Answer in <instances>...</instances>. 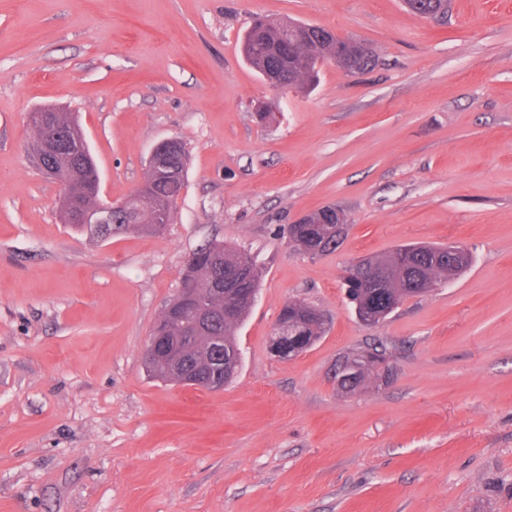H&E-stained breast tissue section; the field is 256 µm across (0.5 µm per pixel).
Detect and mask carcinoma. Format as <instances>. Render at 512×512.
I'll use <instances>...</instances> for the list:
<instances>
[{
  "mask_svg": "<svg viewBox=\"0 0 512 512\" xmlns=\"http://www.w3.org/2000/svg\"><path fill=\"white\" fill-rule=\"evenodd\" d=\"M408 8L424 17L441 21L448 16V0H406ZM300 22L273 23L257 17L242 41V52L247 62L260 74L279 66L288 71L291 87L312 84L318 76L319 64L333 58V48L351 47L350 39L332 31H321L295 45V64L275 54V46L285 39V31L297 29ZM52 124L70 137L69 149L57 158L65 168L69 204L80 211H93L98 205V192L93 171L88 164L90 151L85 149L81 130L68 112L50 113ZM171 175H161L148 169L142 189L126 205L112 212L109 224H74L80 233L107 240L135 231L146 235L159 234L172 219L173 210L184 187L187 162L170 160ZM294 247L318 248L320 253L333 252L336 242V217L319 209L312 223L299 224ZM367 270L359 284L353 304L373 315L387 317L407 297L420 294L419 283L435 288L451 277L462 274L468 264L455 266L448 262V246L403 245L385 256L366 258ZM244 273L248 287H259V270L255 258L245 249L209 242L192 252L186 262L178 295L164 308L153 330L155 336L177 337L186 340V367L199 373L205 380L229 383L241 365V352L236 332L251 305L224 295V273ZM210 298V309L205 320L192 321L194 294ZM236 303L233 318L224 317V306ZM312 307L300 300L286 302L278 321L298 326L304 335L288 337L283 347L286 353L313 346L324 333V324L309 321Z\"/></svg>",
  "mask_w": 512,
  "mask_h": 512,
  "instance_id": "1",
  "label": "carcinoma"
}]
</instances>
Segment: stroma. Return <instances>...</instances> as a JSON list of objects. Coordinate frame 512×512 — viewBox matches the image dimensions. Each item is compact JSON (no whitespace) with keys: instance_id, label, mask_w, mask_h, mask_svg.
Wrapping results in <instances>:
<instances>
[{"instance_id":"1","label":"stroma","mask_w":512,"mask_h":512,"mask_svg":"<svg viewBox=\"0 0 512 512\" xmlns=\"http://www.w3.org/2000/svg\"><path fill=\"white\" fill-rule=\"evenodd\" d=\"M369 42L378 62L276 90L240 40L253 15ZM79 122L102 197L153 147L189 160L157 235L61 223L28 115ZM349 225L310 257L288 226ZM221 242L260 268L220 390L151 378L144 346L188 256ZM468 248L460 276L359 322L341 278L408 243ZM326 317L274 357L284 303ZM385 349L390 384L337 391L336 360ZM0 512H512V0H0ZM407 7L424 17L443 21L448 15V0H404ZM323 208L318 209L313 215L312 221L317 222V224L309 223L310 213L303 215L295 222V224H298L296 227L298 234L293 246L297 250L307 254L305 247H320L319 254L322 255L335 251L341 245V243L336 242V239L342 241L344 238L347 224L345 214L340 208L336 207L338 221L335 222L336 217L322 210Z\"/></svg>"}]
</instances>
